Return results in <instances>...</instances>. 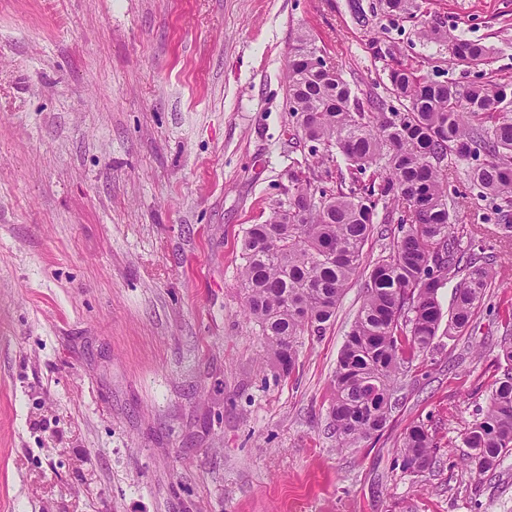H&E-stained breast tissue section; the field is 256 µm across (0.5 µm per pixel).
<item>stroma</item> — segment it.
<instances>
[{"label": "stroma", "instance_id": "obj_1", "mask_svg": "<svg viewBox=\"0 0 512 512\" xmlns=\"http://www.w3.org/2000/svg\"><path fill=\"white\" fill-rule=\"evenodd\" d=\"M417 3L411 20L378 0H0V512H512V454L460 464L512 333V236L463 172L452 219L492 285L473 334L414 357L378 437L338 447L329 416L364 278L285 377L244 315L246 229L291 173L349 175L288 110L298 35L384 101L400 64L512 83V0ZM415 424L424 473L393 465ZM423 39L435 43L447 44L448 51L459 62L477 66L485 65L493 54V48L482 42L472 41L448 34V30L438 26H422Z\"/></svg>", "mask_w": 512, "mask_h": 512}]
</instances>
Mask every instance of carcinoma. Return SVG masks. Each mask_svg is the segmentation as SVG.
<instances>
[{
    "instance_id": "cac0c4a2",
    "label": "carcinoma",
    "mask_w": 512,
    "mask_h": 512,
    "mask_svg": "<svg viewBox=\"0 0 512 512\" xmlns=\"http://www.w3.org/2000/svg\"><path fill=\"white\" fill-rule=\"evenodd\" d=\"M390 15L411 13L414 0H381ZM423 39L443 43L459 62L484 65L493 48L422 26ZM305 35L288 59V102L306 140L334 148L350 164L348 191L313 189L294 174L288 202L247 229L242 248L246 310L260 327L276 366L296 364L297 339L319 333L336 314L349 282L363 266V247L374 231L379 204L398 213L393 242L368 274L366 294L336 364L330 416L341 448L380 435L392 411L400 375L443 331L450 337L477 328L476 315L493 274L490 263L465 253L454 235L448 163L475 160L467 179L485 195L512 207V91L507 84L429 83L416 70H390L399 107L391 115L359 97L339 68H308ZM483 161H478L480 156ZM372 170L369 184L358 175ZM458 280L448 326L437 293ZM506 363L485 410L465 433V466L494 471L512 453V338L501 340ZM395 460L404 471L434 467L431 440L414 425L403 433Z\"/></svg>"
}]
</instances>
